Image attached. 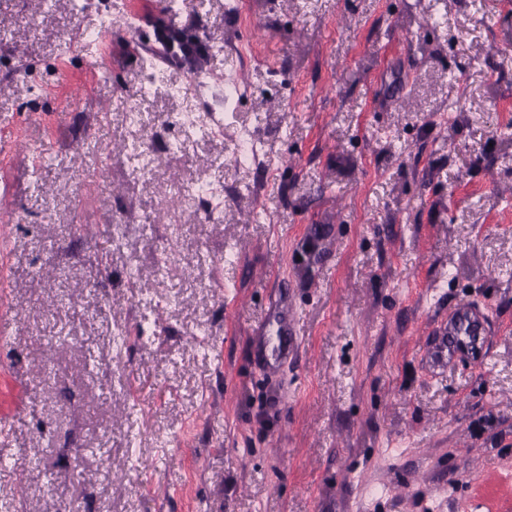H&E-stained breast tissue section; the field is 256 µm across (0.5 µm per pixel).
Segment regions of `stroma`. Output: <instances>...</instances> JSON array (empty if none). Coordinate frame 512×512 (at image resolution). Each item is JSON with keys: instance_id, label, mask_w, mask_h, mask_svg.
<instances>
[{"instance_id": "stroma-1", "label": "stroma", "mask_w": 512, "mask_h": 512, "mask_svg": "<svg viewBox=\"0 0 512 512\" xmlns=\"http://www.w3.org/2000/svg\"><path fill=\"white\" fill-rule=\"evenodd\" d=\"M511 126L512 0H0V512H512ZM188 33V28H169L160 34L158 43L167 54L175 53L180 58L190 59L200 46L195 39H185ZM484 334V318L481 313L462 306L448 316V326L441 333L439 344L432 352L437 363L446 364L448 358L461 351L478 355ZM277 315L272 316V320L277 325V336H280L278 345L271 349L269 354L270 363L276 364L281 358L288 355V310H281L276 312Z\"/></svg>"}]
</instances>
